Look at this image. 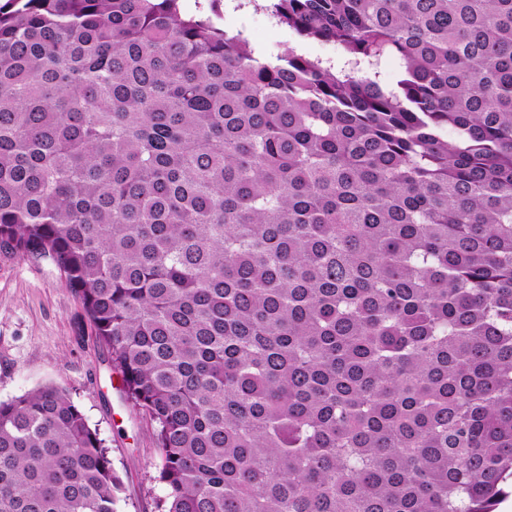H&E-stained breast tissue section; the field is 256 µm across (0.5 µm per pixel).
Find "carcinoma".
<instances>
[{"label": "carcinoma", "mask_w": 512, "mask_h": 512, "mask_svg": "<svg viewBox=\"0 0 512 512\" xmlns=\"http://www.w3.org/2000/svg\"><path fill=\"white\" fill-rule=\"evenodd\" d=\"M181 2L0 3V253L79 299L165 512H496L512 0H268L334 66ZM119 487L66 390L0 401V512Z\"/></svg>", "instance_id": "carcinoma-1"}]
</instances>
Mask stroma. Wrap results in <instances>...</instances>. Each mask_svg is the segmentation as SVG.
<instances>
[{"label":"stroma","instance_id":"35a3bbf8","mask_svg":"<svg viewBox=\"0 0 512 512\" xmlns=\"http://www.w3.org/2000/svg\"><path fill=\"white\" fill-rule=\"evenodd\" d=\"M222 25L255 44L335 59L333 44L303 40L247 0H222ZM52 384L68 391L104 439L121 480L118 512H163L154 426L119 394L107 352L80 301L45 263L0 255V400Z\"/></svg>","mask_w":512,"mask_h":512}]
</instances>
